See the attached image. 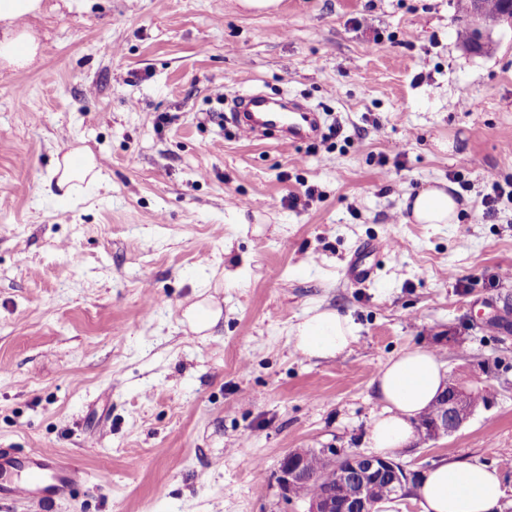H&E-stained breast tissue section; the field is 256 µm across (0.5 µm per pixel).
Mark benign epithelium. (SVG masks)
I'll list each match as a JSON object with an SVG mask.
<instances>
[{
	"instance_id": "benign-epithelium-1",
	"label": "benign epithelium",
	"mask_w": 512,
	"mask_h": 512,
	"mask_svg": "<svg viewBox=\"0 0 512 512\" xmlns=\"http://www.w3.org/2000/svg\"><path fill=\"white\" fill-rule=\"evenodd\" d=\"M466 3L468 19L481 38H486L487 31L496 26L506 25L512 29V0H503L502 12L495 15L484 14L480 0H466ZM476 396L472 388L455 380L448 381L439 394L441 412L424 430L425 435L436 439L458 431L470 419L466 412ZM309 452L308 448L293 449L280 460L275 479L280 496L286 502L292 500L290 490L293 486L310 479L305 467ZM316 452L337 477L339 496L343 501L341 512H377L380 504L377 492L381 480L403 486L413 478L401 463L382 454L347 453L337 448H318ZM306 509L307 512H336V495L316 497L306 505Z\"/></svg>"
}]
</instances>
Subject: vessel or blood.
Masks as SVG:
<instances>
[{
    "mask_svg": "<svg viewBox=\"0 0 512 512\" xmlns=\"http://www.w3.org/2000/svg\"><path fill=\"white\" fill-rule=\"evenodd\" d=\"M234 122L239 132L254 138L268 130H281L291 144L312 139L320 129L316 114L294 106L277 107L258 95L244 96ZM84 478L85 473L79 466L63 461L51 449L21 458L0 451V500L23 498L49 506Z\"/></svg>",
    "mask_w": 512,
    "mask_h": 512,
    "instance_id": "b4317fda",
    "label": "vessel or blood"
}]
</instances>
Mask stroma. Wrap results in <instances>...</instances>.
I'll list each match as a JSON object with an SVG mask.
<instances>
[{
  "instance_id": "stroma-1",
  "label": "stroma",
  "mask_w": 512,
  "mask_h": 512,
  "mask_svg": "<svg viewBox=\"0 0 512 512\" xmlns=\"http://www.w3.org/2000/svg\"><path fill=\"white\" fill-rule=\"evenodd\" d=\"M458 13L47 0L29 19L39 55L0 68V449L85 470L52 512H304L279 494L280 459L369 453L370 381L411 348L494 402L394 459L419 475L492 465L512 512V197L483 215L492 183L512 184V30L472 52ZM249 92L318 109L323 135L240 136L220 116ZM75 148L105 185L63 203L44 177ZM456 171L457 223L397 222L403 194ZM374 239V278L352 285L346 266ZM203 301L222 315L196 332L185 314ZM316 308L356 327L336 358L294 348Z\"/></svg>"
}]
</instances>
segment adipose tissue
<instances>
[{
    "label": "adipose tissue",
    "instance_id": "ef3b65f1",
    "mask_svg": "<svg viewBox=\"0 0 512 512\" xmlns=\"http://www.w3.org/2000/svg\"><path fill=\"white\" fill-rule=\"evenodd\" d=\"M45 9V0H0V64L28 65L40 45L26 20ZM63 194L77 184L98 183L93 154L86 149L64 155L44 177ZM402 220L412 224L456 223L459 204L445 182H436L405 194ZM295 348L309 358L327 359L343 353L355 338L353 323L335 310H312L291 330ZM443 364L429 350L416 348L390 359L370 385L380 406L368 431L373 448L391 452L406 449L414 438V423L445 388ZM496 467L472 461L436 462L422 478L417 496L421 512H495L504 497Z\"/></svg>",
    "mask_w": 512,
    "mask_h": 512
}]
</instances>
